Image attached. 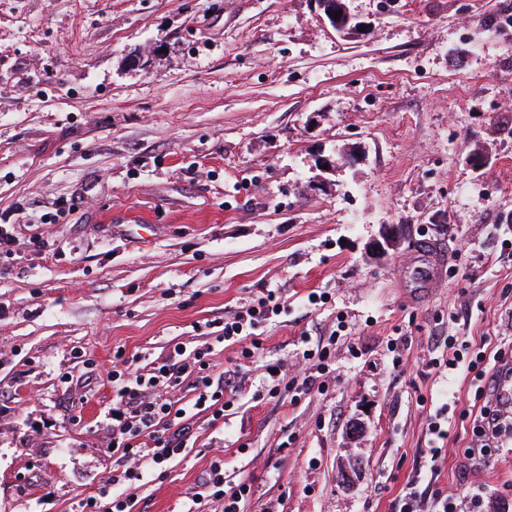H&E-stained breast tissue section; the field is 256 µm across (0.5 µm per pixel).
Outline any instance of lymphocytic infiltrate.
<instances>
[{
  "label": "lymphocytic infiltrate",
  "mask_w": 512,
  "mask_h": 512,
  "mask_svg": "<svg viewBox=\"0 0 512 512\" xmlns=\"http://www.w3.org/2000/svg\"><path fill=\"white\" fill-rule=\"evenodd\" d=\"M284 307L278 292L270 289L232 318L208 321L209 341L201 348L189 352L183 344H174L144 373L131 369L125 358L113 363L109 373L112 400L103 410L100 426L123 469L113 472L96 494L82 499L81 512H134L135 496L114 493V486L145 481L193 447L195 416L207 413L212 423L223 422L228 406L224 394L230 379L213 361L216 348L233 346L240 357L253 358L262 347L255 326ZM447 347L450 355L442 360L445 370L463 367L473 373L479 398L485 395L488 383L498 380L501 364L512 358V349L474 351L468 341L455 337L449 338ZM186 381L194 395L185 401L179 391ZM250 494L247 483L228 484L223 460H215L198 491L191 494L185 512H204L216 502L222 504L223 512H241Z\"/></svg>",
  "instance_id": "1"
}]
</instances>
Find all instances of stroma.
Here are the masks:
<instances>
[{"label": "stroma", "mask_w": 512, "mask_h": 512, "mask_svg": "<svg viewBox=\"0 0 512 512\" xmlns=\"http://www.w3.org/2000/svg\"><path fill=\"white\" fill-rule=\"evenodd\" d=\"M345 3L340 34L314 0H0V512H78L111 476L116 350L200 346L268 289L288 309L261 351L214 357L223 427L196 417L141 512H183L218 458L243 512H394L409 489L512 512V447L468 455L472 422L432 465L430 409L475 388L426 365L447 336L512 347V0ZM303 335L336 343L296 403ZM419 258L422 262V269L425 279L429 282L441 278L444 268V259L439 252L430 245L429 242H423L419 250Z\"/></svg>", "instance_id": "obj_1"}]
</instances>
